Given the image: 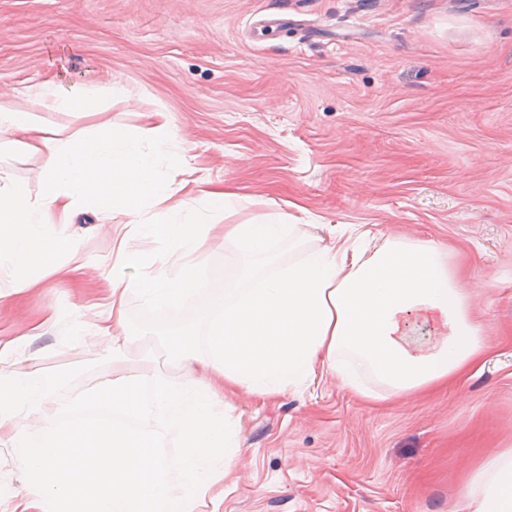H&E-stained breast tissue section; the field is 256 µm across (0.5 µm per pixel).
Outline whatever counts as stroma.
<instances>
[{
    "label": "stroma",
    "instance_id": "stroma-1",
    "mask_svg": "<svg viewBox=\"0 0 512 512\" xmlns=\"http://www.w3.org/2000/svg\"><path fill=\"white\" fill-rule=\"evenodd\" d=\"M281 22L254 38L253 23ZM128 98L63 118L65 133L112 123L148 128L167 113L174 136L159 158L184 151L186 188L225 184L233 211L210 217L190 261L223 272L235 254L224 227L277 212L301 214L298 236L277 241L272 264L347 235L430 240L453 270L478 282L470 297L489 349L470 377L440 392L365 403L325 376L266 398L238 390L243 445L223 498L201 512H452L461 485L491 448L512 445V0H0V94L23 101L44 86L106 88ZM95 208L70 224L77 282L46 277L23 294L0 272V382L37 370L73 397L112 376V348L130 368L185 382L167 329L129 295L112 337L75 334L76 313L98 319L119 246L170 266L165 240L119 238ZM223 282L187 304L182 329L207 352L204 313ZM0 429V512L31 495Z\"/></svg>",
    "mask_w": 512,
    "mask_h": 512
}]
</instances>
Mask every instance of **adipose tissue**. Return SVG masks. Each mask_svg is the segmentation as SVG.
<instances>
[{
  "instance_id": "obj_1",
  "label": "adipose tissue",
  "mask_w": 512,
  "mask_h": 512,
  "mask_svg": "<svg viewBox=\"0 0 512 512\" xmlns=\"http://www.w3.org/2000/svg\"><path fill=\"white\" fill-rule=\"evenodd\" d=\"M124 93L76 85L43 88L23 106L0 100V135L42 159L38 198L0 169V271L14 274L16 292L46 276L73 278L59 257L77 252L78 242L49 226L56 216L70 220L83 203L123 214L142 238L168 239L181 258L178 274L163 267L141 280L113 281L110 322L96 328L103 336L124 325L130 291L164 315L207 278L188 262L205 224L181 196L186 159L173 154L162 169L147 146L171 135L166 113L146 131L109 125L74 139L42 121L46 112L96 111ZM159 206L160 223L148 215ZM296 230L283 213L225 225L239 255L225 258L224 295L206 313L208 356L180 352L192 372L187 383L119 372L83 397L63 399L57 382L29 371L0 386V426H16L12 460L37 512H198L231 467L227 450L240 448V420L219 399V386L271 397L330 375L378 401L386 391L446 386L482 359L484 330L440 246L396 237L377 244L364 229L352 240L331 236L302 259L258 275L255 265L267 262L272 243ZM355 359L372 384L353 369ZM22 412L45 414L36 434L16 425ZM171 435L180 441L174 458L164 451ZM460 496L464 512H512V448L487 450Z\"/></svg>"
}]
</instances>
